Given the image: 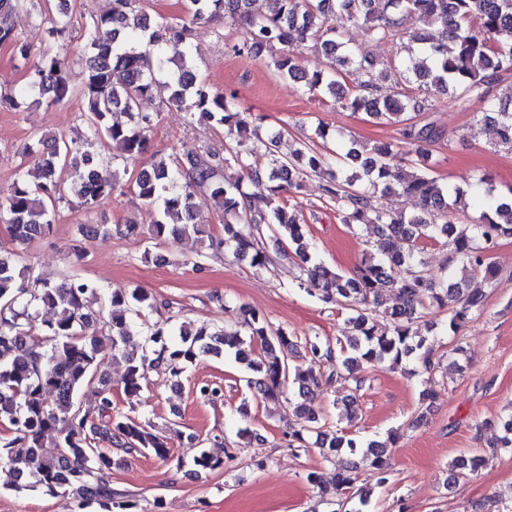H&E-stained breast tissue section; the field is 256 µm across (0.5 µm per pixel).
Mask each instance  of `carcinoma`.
I'll use <instances>...</instances> for the list:
<instances>
[{"instance_id":"1","label":"carcinoma","mask_w":512,"mask_h":512,"mask_svg":"<svg viewBox=\"0 0 512 512\" xmlns=\"http://www.w3.org/2000/svg\"><path fill=\"white\" fill-rule=\"evenodd\" d=\"M20 0H0V44L12 47L23 61L31 56V42L18 37L10 17ZM267 10L254 12L251 0H186L179 17L151 16L143 0H112V9L86 26L89 51L81 87L73 89L65 62L43 56L28 71L16 92L0 97V105L20 109L33 103L48 107L77 96L84 105V133L48 138L33 133L23 148L24 158L36 165L38 177L29 178L20 162L7 196L0 201V221L10 226L13 240L29 244L53 232L61 185L70 181L76 205L95 213L101 202L125 187L120 162L146 157L133 180L134 193L148 204H160V218L149 226L153 240L166 237L202 238L205 228L193 222V200L206 193L222 211L224 240L215 243L236 258L253 264L271 260L265 249L270 232L279 252H293L299 266L322 287L308 292L325 304L349 310L353 335L346 340L314 337L304 342L311 361L329 367L328 382L344 378L363 363L388 360L398 366L416 360L429 374L440 360L428 338L414 324L430 307L448 312L446 333L458 335L480 309L483 294L465 282H434L425 272L421 243L441 240L448 245V265H460L498 281L499 271L490 253L503 238H512V186L501 191L491 178L481 176L464 186L443 185L431 173L430 146L443 138L432 123L418 124L412 115L432 107L440 95L455 92L463 112L476 111L491 134L494 146L512 152V84L496 88L512 76V0H267ZM51 26L37 32L42 42L65 38L79 24L72 0H54ZM215 17L224 25L245 29L235 53L256 59L270 56L277 74L304 85L312 95H329L349 112L398 126L399 144L371 148L349 140L330 156L305 146L291 158L277 151V140L262 138L250 127L252 114L235 95L214 92L197 76L189 39L195 24ZM368 24L377 40L416 43L407 58L384 69L367 55H356L341 41L348 22ZM311 42L327 63L310 72L292 64L298 48ZM416 83L425 95L390 99L378 95L388 79ZM146 98L183 109L192 121L224 127L235 146L203 147L182 155L151 150L145 135L153 114L141 111ZM122 111L129 123L112 120ZM104 143L112 150L105 159L95 149ZM237 165L243 178H224L228 164ZM406 164L394 184L391 169ZM329 171L323 196L336 207L342 223L354 231L376 229L379 254L365 257L347 277L315 263L304 243L302 226L282 198L295 197L309 172ZM264 194L270 209L256 212L252 198ZM400 194L414 199L411 212H386L377 198ZM479 212L472 224L459 223L467 209ZM395 296L389 323L374 317L387 294ZM101 297L94 310L89 299ZM51 305L55 317L35 325L33 310ZM161 302L145 289L103 288L90 278L66 275L50 282L16 265L12 253L0 251V467L13 476L17 490L40 487L54 494H70L78 508L98 505L103 512H137V503L120 500L110 483L112 468L126 457L150 453L165 461L170 437L155 425L114 411L112 381L104 370L108 359L126 364L124 390L138 394L148 386V370L162 367L180 382L189 364L200 355L234 356L247 373V387L269 400L283 397L289 379L288 351L296 344L288 331L273 327L255 310L245 311L242 329L221 326L179 327V342L162 325L146 321ZM98 385L99 401L87 408L79 400L86 384ZM296 413L301 429L285 436L288 448L299 452L313 444L324 458L345 449L351 456L370 458L377 482H387V444L362 445L337 431L328 432L319 414L305 399L320 386L314 372L297 374ZM55 437L57 452L42 451L45 437ZM485 458L474 451L454 463L470 474ZM333 512H363L370 492L357 487V464L336 471L332 484L316 472L307 475Z\"/></svg>"}]
</instances>
